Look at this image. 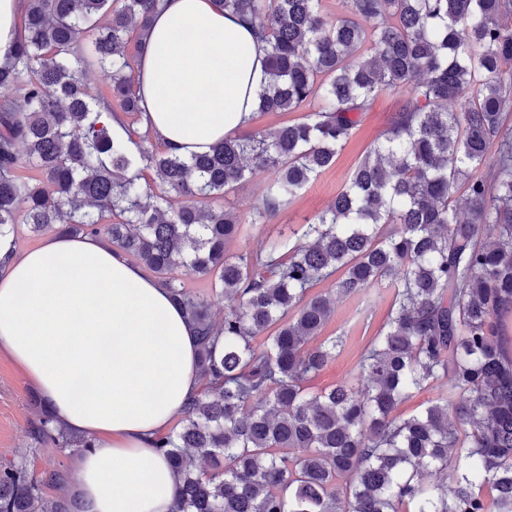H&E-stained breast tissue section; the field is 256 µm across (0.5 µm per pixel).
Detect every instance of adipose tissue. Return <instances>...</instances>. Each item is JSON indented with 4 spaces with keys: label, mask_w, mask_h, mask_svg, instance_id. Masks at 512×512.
Listing matches in <instances>:
<instances>
[{
    "label": "adipose tissue",
    "mask_w": 512,
    "mask_h": 512,
    "mask_svg": "<svg viewBox=\"0 0 512 512\" xmlns=\"http://www.w3.org/2000/svg\"><path fill=\"white\" fill-rule=\"evenodd\" d=\"M196 38L177 40L180 29ZM254 30L216 0H161L140 43L141 127L185 157L247 127L266 85ZM0 353L56 424L90 437L74 474L85 512H171L176 482L155 439L201 381L195 328L167 288L106 240L0 242Z\"/></svg>",
    "instance_id": "obj_1"
}]
</instances>
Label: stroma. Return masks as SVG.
<instances>
[{
	"instance_id": "35a3bbf8",
	"label": "stroma",
	"mask_w": 512,
	"mask_h": 512,
	"mask_svg": "<svg viewBox=\"0 0 512 512\" xmlns=\"http://www.w3.org/2000/svg\"><path fill=\"white\" fill-rule=\"evenodd\" d=\"M399 106L398 94L391 91L381 93L369 111L364 113L335 163L301 190L274 222L253 224L249 221L261 187L270 176L269 171L254 172L246 182L230 191L228 205L245 219L246 226L240 237L229 243V253L238 254L251 249L258 240L298 226L326 210L344 187L352 170L389 126ZM389 304V290L382 285L370 288L360 298L337 300L335 311L322 333L343 337L344 345L341 352L309 380L310 390L355 383L359 357L370 338L384 324ZM34 395V389L24 382L10 358L0 354V463L15 459L29 445V422L36 416V409L31 403Z\"/></svg>"
}]
</instances>
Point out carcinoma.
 Listing matches in <instances>:
<instances>
[{"mask_svg":"<svg viewBox=\"0 0 512 512\" xmlns=\"http://www.w3.org/2000/svg\"><path fill=\"white\" fill-rule=\"evenodd\" d=\"M268 46L257 114H304L186 159L140 131L137 55L157 0H22L0 65V237L14 226L108 239L158 274L198 338L204 384L158 438L175 512H512V23L506 0H218ZM89 70L108 94L90 92ZM401 103L328 212L230 256L243 223L224 196L269 169L251 223L288 207L353 135L377 94ZM129 115L112 137L101 106ZM135 150H130L128 144ZM28 167L39 177L19 175ZM158 192L148 193L151 187ZM463 192L467 210L451 205ZM188 199L179 207L169 194ZM212 275L210 303L171 277ZM335 278V296L312 292ZM384 284L387 320L357 364L365 395L305 383L343 346L320 337L335 299ZM267 335L263 344L255 343ZM224 338V347L217 346ZM419 413L407 399L441 382ZM0 464V512H83L70 476L37 473L44 445L94 447L30 422ZM48 486L54 497L45 495Z\"/></svg>","mask_w":512,"mask_h":512,"instance_id":"obj_1","label":"carcinoma"}]
</instances>
